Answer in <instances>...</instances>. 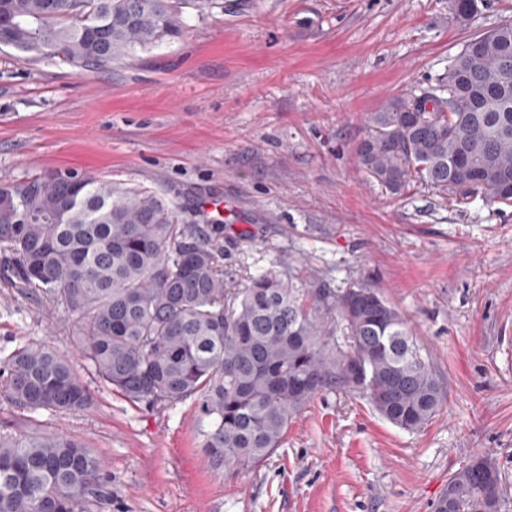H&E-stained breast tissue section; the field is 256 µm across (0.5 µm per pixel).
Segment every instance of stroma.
I'll use <instances>...</instances> for the list:
<instances>
[{"mask_svg":"<svg viewBox=\"0 0 512 512\" xmlns=\"http://www.w3.org/2000/svg\"><path fill=\"white\" fill-rule=\"evenodd\" d=\"M450 5L186 0L180 39L88 73L0 46V184L74 170L144 187L216 233L232 276L289 267L335 290L376 285L447 387L426 425L325 391L266 459L213 468L193 400L157 409L100 385L76 317L0 278V350L51 344L95 398L52 414L0 396V432L93 448L112 478L106 512H431L479 453L512 512V205L417 185L389 195L356 152L369 113L433 86L469 35L512 23V0H485L465 26Z\"/></svg>","mask_w":512,"mask_h":512,"instance_id":"35a3bbf8","label":"stroma"}]
</instances>
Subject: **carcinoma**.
<instances>
[{
  "mask_svg": "<svg viewBox=\"0 0 512 512\" xmlns=\"http://www.w3.org/2000/svg\"><path fill=\"white\" fill-rule=\"evenodd\" d=\"M175 0H0V45L92 72L183 33ZM357 154L390 194L414 183L512 203V24L464 41L436 85L369 113ZM0 274L82 323L95 379L134 403L192 398L215 467L258 463L322 391L366 400L407 431L446 399L410 320L367 284L334 291L270 270L238 288L224 247L181 224L159 194L89 174L0 184ZM359 366L353 383L344 366ZM0 393L30 412H80L94 395L47 343L0 355ZM499 469L477 454L433 512H501ZM112 503L103 461L61 433H0V512H96Z\"/></svg>",
  "mask_w": 512,
  "mask_h": 512,
  "instance_id": "carcinoma-1",
  "label": "carcinoma"
}]
</instances>
